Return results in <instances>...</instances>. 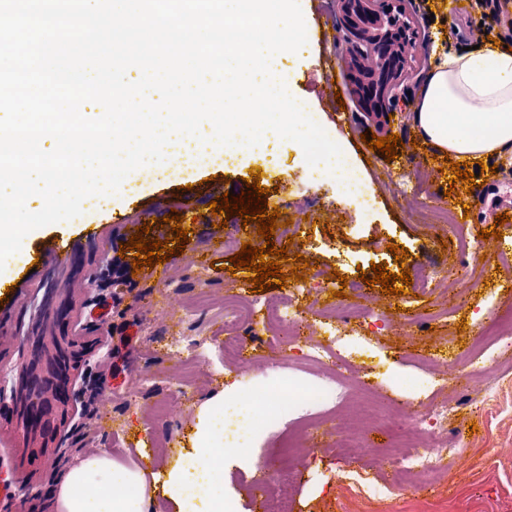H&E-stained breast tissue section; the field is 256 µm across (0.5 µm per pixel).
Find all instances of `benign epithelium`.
<instances>
[{"mask_svg": "<svg viewBox=\"0 0 512 512\" xmlns=\"http://www.w3.org/2000/svg\"><path fill=\"white\" fill-rule=\"evenodd\" d=\"M335 6L363 116L388 133L389 115L405 96L404 82L427 63L417 56L419 42L428 38L421 37L416 0H335ZM64 314L61 305H45L42 322L27 337L30 359L11 390L17 423L41 450L68 420L60 385L89 351L81 334L55 333Z\"/></svg>", "mask_w": 512, "mask_h": 512, "instance_id": "1", "label": "benign epithelium"}]
</instances>
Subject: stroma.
<instances>
[{
	"label": "stroma",
	"instance_id": "obj_1",
	"mask_svg": "<svg viewBox=\"0 0 512 512\" xmlns=\"http://www.w3.org/2000/svg\"><path fill=\"white\" fill-rule=\"evenodd\" d=\"M464 13H457L458 5ZM421 24L431 38L429 62L470 46L469 28L478 19V0H417ZM308 22L307 44L283 60L292 74L294 90L309 112L343 148L368 190L371 207L336 195L329 182L308 184L298 180L307 171L304 151L293 141H271L263 153L238 159L229 167L203 169L191 178L178 177L147 183L142 192L118 199L102 211H86L82 220L46 225L31 240L34 251L52 240L70 251L61 266H47L28 280L25 288L0 298V512H57L58 488L69 470L82 458L99 453L135 461L155 471L175 464L188 445V434L198 406L220 390L238 384L237 374L224 369L219 344L224 338V296L239 291L252 294L247 270L228 269L229 256L219 245L225 232L240 242L256 240V224H243L240 216L226 218L210 211L211 201L224 193L244 191L250 170H262L269 205L283 216L304 210L308 221L299 245L277 247L300 253L324 275L374 278V265L386 264L396 273L424 261L434 265L433 280L419 296L383 294L379 287L362 288L360 302L375 303L388 311L392 322L402 324L421 317L425 329L418 342L391 331L352 356L354 370L384 394L398 399H429L437 380L420 366L421 358L442 349L448 359L469 358L473 336L489 322V312H512V289L482 286L466 291L467 306L457 313L443 312L438 292L445 280L442 262L456 251L459 237L476 238L492 228L500 215L512 216V154L486 157V172L478 180L484 193L446 197L450 161L434 149L414 150L412 112H403L391 126L402 142L398 157L368 149L362 137L371 131L357 103L344 62L345 44L334 11V0H301ZM442 205L459 214L458 224L433 223L430 209ZM348 219L335 221L336 211ZM182 218L191 231L169 261L137 272L129 240L149 228L150 240L172 239L165 218ZM404 247V261H396L391 246ZM69 284L72 319L85 327L87 336L102 344L87 357L66 394L76 416L57 437L63 453L56 465L28 448L17 428L8 394L17 367L27 357L26 337L32 331L49 284ZM182 304L194 306L191 322L174 311L172 290ZM205 340L209 366L186 372L173 356L172 337ZM189 376L190 397L180 414L163 418L159 407L169 395V383ZM448 390V442L464 449L465 469L449 468L440 476L414 478L404 495L381 503L379 512H512V462L501 449L512 442V373L500 382L497 401L477 407L460 382ZM291 420L257 421L249 400L226 404L225 441L247 445L261 460L273 458L287 434L297 432ZM308 448L300 455L297 481L286 487L288 512H341L339 499L354 473L369 471L374 486L385 476L369 457H337L326 437L311 432ZM254 472L247 466L224 469V491L235 512H253ZM27 479L37 496L21 502L17 482Z\"/></svg>",
	"mask_w": 512,
	"mask_h": 512
}]
</instances>
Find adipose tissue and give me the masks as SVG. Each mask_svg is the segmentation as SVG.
Returning <instances> with one entry per match:
<instances>
[{
    "label": "adipose tissue",
    "instance_id": "ef3b65f1",
    "mask_svg": "<svg viewBox=\"0 0 512 512\" xmlns=\"http://www.w3.org/2000/svg\"><path fill=\"white\" fill-rule=\"evenodd\" d=\"M412 110L419 138L440 154L476 160L512 151V52L493 41L432 66ZM225 393L197 411L190 465L156 473L100 454L80 460L57 494L58 512H153L157 496L178 512H227Z\"/></svg>",
    "mask_w": 512,
    "mask_h": 512
}]
</instances>
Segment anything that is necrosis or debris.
I'll use <instances>...</instances> for the list:
<instances>
[{"label": "necrosis or debris", "instance_id": "obj_1", "mask_svg": "<svg viewBox=\"0 0 512 512\" xmlns=\"http://www.w3.org/2000/svg\"><path fill=\"white\" fill-rule=\"evenodd\" d=\"M294 295L273 298L265 302H246L242 294L224 297V341L220 350L224 368L248 377L254 369L244 357V347L236 334L244 324H260L272 333L291 323L301 331L298 354H283L265 361L266 368L286 376L266 410L269 421L276 422L295 411L309 406L323 408V426L336 436L337 453L356 458L363 450L343 427L340 408L353 396L356 382L347 374L348 358L353 339L343 333L345 325L354 323L360 329L379 333L390 327L384 313L369 304L339 303L321 306L320 301L328 288L327 282L307 283L294 281ZM477 350L473 360L448 362L442 357H432L430 372H451L457 379L481 380L487 397H494L503 371L512 366V321L495 320L493 328L476 340ZM305 364L311 372L306 377H289L293 365ZM448 421V403L438 399L428 402H401L396 404L390 424L394 430L398 449L388 458L393 491L406 488L413 475L444 473L449 458L463 460V451L449 452L445 425ZM278 459L266 469L261 483L263 490L259 503L261 512H284L270 487L289 479L295 463L290 457L294 443L285 439Z\"/></svg>", "mask_w": 512, "mask_h": 512}]
</instances>
